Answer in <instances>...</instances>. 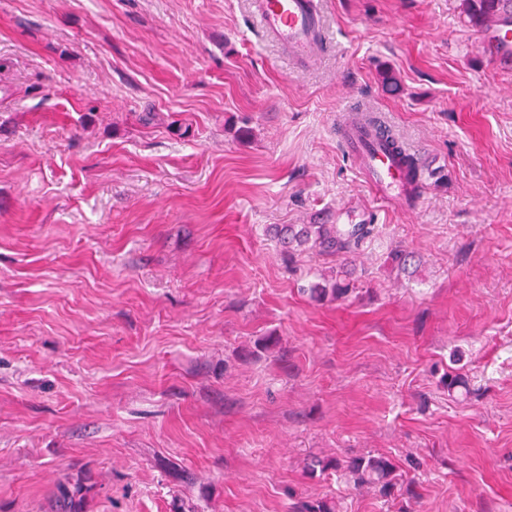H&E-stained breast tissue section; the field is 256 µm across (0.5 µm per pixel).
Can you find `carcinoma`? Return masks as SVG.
Instances as JSON below:
<instances>
[{
  "label": "carcinoma",
  "instance_id": "obj_1",
  "mask_svg": "<svg viewBox=\"0 0 512 512\" xmlns=\"http://www.w3.org/2000/svg\"><path fill=\"white\" fill-rule=\"evenodd\" d=\"M464 12L474 26L504 16L512 17V0H463ZM375 231L373 224H278L275 238L288 256L312 251L327 255H353ZM344 272H336L331 287L317 286L311 293L319 299L328 295L341 299L351 291ZM342 472L358 487H377L383 494L392 488L395 466L386 457H353L341 466Z\"/></svg>",
  "mask_w": 512,
  "mask_h": 512
}]
</instances>
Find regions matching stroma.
<instances>
[{
    "instance_id": "1",
    "label": "stroma",
    "mask_w": 512,
    "mask_h": 512,
    "mask_svg": "<svg viewBox=\"0 0 512 512\" xmlns=\"http://www.w3.org/2000/svg\"><path fill=\"white\" fill-rule=\"evenodd\" d=\"M319 3L298 64L254 0H0V512H512V68L461 0ZM365 212L346 257L269 232ZM371 454L388 496L304 469ZM388 130L379 121L347 122L344 143L359 159L362 172L380 197L417 204L420 197L410 195L406 171L397 153L387 144Z\"/></svg>"
}]
</instances>
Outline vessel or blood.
<instances>
[{"instance_id":"b4317fda","label":"vessel or blood","mask_w":512,"mask_h":512,"mask_svg":"<svg viewBox=\"0 0 512 512\" xmlns=\"http://www.w3.org/2000/svg\"><path fill=\"white\" fill-rule=\"evenodd\" d=\"M256 11L262 32L299 62H308L320 51L323 34L317 0H256ZM344 143L380 197L418 203V196L409 192L404 167L388 146L384 123H347Z\"/></svg>"}]
</instances>
